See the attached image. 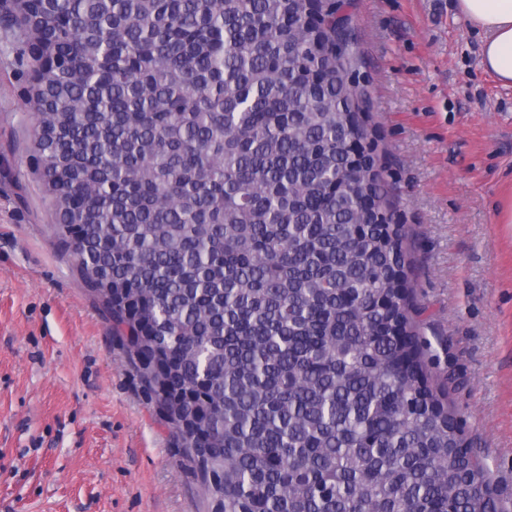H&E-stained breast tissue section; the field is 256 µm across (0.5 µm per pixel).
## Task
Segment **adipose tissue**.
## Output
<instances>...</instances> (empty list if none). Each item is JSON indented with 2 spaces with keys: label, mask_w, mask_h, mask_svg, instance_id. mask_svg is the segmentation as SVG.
<instances>
[{
  "label": "adipose tissue",
  "mask_w": 512,
  "mask_h": 512,
  "mask_svg": "<svg viewBox=\"0 0 512 512\" xmlns=\"http://www.w3.org/2000/svg\"><path fill=\"white\" fill-rule=\"evenodd\" d=\"M459 15L482 30L480 64L505 86H512V0H457Z\"/></svg>",
  "instance_id": "ef3b65f1"
}]
</instances>
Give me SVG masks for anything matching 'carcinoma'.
Wrapping results in <instances>:
<instances>
[{
    "label": "carcinoma",
    "mask_w": 512,
    "mask_h": 512,
    "mask_svg": "<svg viewBox=\"0 0 512 512\" xmlns=\"http://www.w3.org/2000/svg\"><path fill=\"white\" fill-rule=\"evenodd\" d=\"M0 11L68 60L31 96L56 234L211 503L502 512L429 381L378 175L344 153L360 123L327 0Z\"/></svg>",
    "instance_id": "1"
}]
</instances>
